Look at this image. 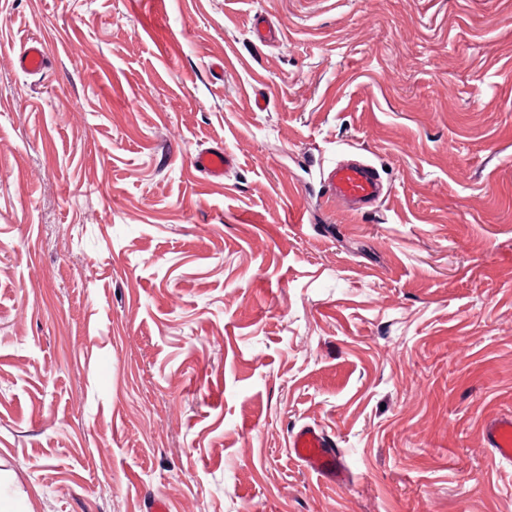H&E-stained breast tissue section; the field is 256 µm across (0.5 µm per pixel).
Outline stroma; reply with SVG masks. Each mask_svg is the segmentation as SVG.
Returning a JSON list of instances; mask_svg holds the SVG:
<instances>
[{
	"label": "stroma",
	"mask_w": 512,
	"mask_h": 512,
	"mask_svg": "<svg viewBox=\"0 0 512 512\" xmlns=\"http://www.w3.org/2000/svg\"><path fill=\"white\" fill-rule=\"evenodd\" d=\"M348 153L384 170L362 215L320 190ZM508 411L512 0H0L9 498L512 512ZM305 424L346 481L290 457ZM47 55L41 41H30L24 45L15 58L16 65L23 71H40L46 63ZM194 167L213 181H221L224 174L234 166L233 155L222 147L202 150L194 157ZM485 445L500 463L512 466V415L489 419L484 426Z\"/></svg>",
	"instance_id": "obj_1"
}]
</instances>
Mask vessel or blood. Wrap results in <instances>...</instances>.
<instances>
[{"label":"vessel or blood","instance_id":"obj_1","mask_svg":"<svg viewBox=\"0 0 512 512\" xmlns=\"http://www.w3.org/2000/svg\"><path fill=\"white\" fill-rule=\"evenodd\" d=\"M42 42H28L15 58L23 71L36 72L46 63ZM233 155L217 147L197 152L194 166L213 181L223 180L233 167ZM325 193L337 205L351 213H365L383 197L382 178L375 166L360 160H344L333 166L325 178ZM484 440L500 463L512 466V415L489 419L484 426ZM288 447L291 455L317 477L336 483L344 481L346 470L334 437L318 426L304 425L293 432Z\"/></svg>","mask_w":512,"mask_h":512}]
</instances>
